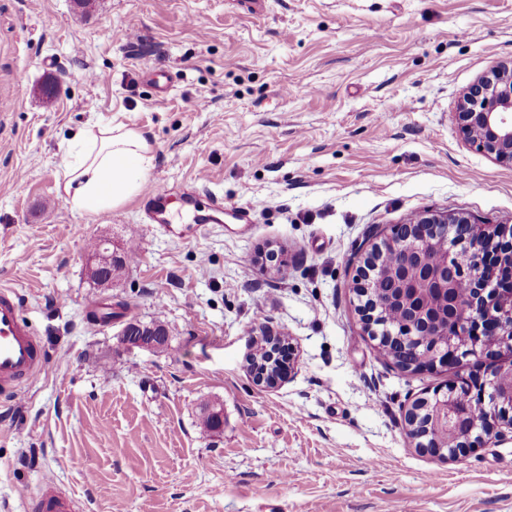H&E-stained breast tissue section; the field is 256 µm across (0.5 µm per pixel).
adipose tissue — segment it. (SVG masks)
<instances>
[{"label":"adipose tissue","instance_id":"obj_1","mask_svg":"<svg viewBox=\"0 0 512 512\" xmlns=\"http://www.w3.org/2000/svg\"><path fill=\"white\" fill-rule=\"evenodd\" d=\"M153 165L152 148L136 129L107 124L78 131L68 142L62 170L64 200L86 215L112 211L139 192Z\"/></svg>","mask_w":512,"mask_h":512}]
</instances>
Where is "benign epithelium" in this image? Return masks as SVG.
I'll return each instance as SVG.
<instances>
[{"instance_id":"1","label":"benign epithelium","mask_w":512,"mask_h":512,"mask_svg":"<svg viewBox=\"0 0 512 512\" xmlns=\"http://www.w3.org/2000/svg\"><path fill=\"white\" fill-rule=\"evenodd\" d=\"M456 120L464 139L497 164L512 169V57L498 60L467 87ZM371 245L356 278L359 310L377 349L394 344L401 355L414 353L422 364L390 357L403 372L448 367V351L482 367V389H469L483 409V426L464 427L469 407L441 389L407 409L404 434L411 444L442 459H455L484 438L512 431V290L496 287L484 274L483 249L493 246L512 258V225L477 224L463 213L424 211L394 227ZM123 259L119 248L100 246L88 258L97 285L112 287V267ZM460 283L473 294L461 301ZM167 332L150 324H128L122 342L156 351ZM264 367L250 363L253 380L274 387L286 375L290 359L285 338L264 336Z\"/></svg>"}]
</instances>
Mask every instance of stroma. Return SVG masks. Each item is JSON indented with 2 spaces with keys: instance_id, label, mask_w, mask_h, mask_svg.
<instances>
[{
  "instance_id": "obj_1",
  "label": "stroma",
  "mask_w": 512,
  "mask_h": 512,
  "mask_svg": "<svg viewBox=\"0 0 512 512\" xmlns=\"http://www.w3.org/2000/svg\"><path fill=\"white\" fill-rule=\"evenodd\" d=\"M510 55L512 0H0V286L47 354L0 397V512H33L20 492L45 482L85 512H512V436L441 461L403 434L476 365L401 372L353 290L373 230L426 210L512 225V169L456 122ZM108 122L154 166L83 215L58 176L72 135ZM160 183L169 234L145 216ZM100 239L138 248L109 288L88 277ZM133 320L162 322L167 350L122 344ZM270 330L296 362L265 388L248 358ZM212 402L224 426L204 435Z\"/></svg>"
}]
</instances>
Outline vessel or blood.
Here are the masks:
<instances>
[{
    "label": "vessel or blood",
    "instance_id": "obj_1",
    "mask_svg": "<svg viewBox=\"0 0 512 512\" xmlns=\"http://www.w3.org/2000/svg\"><path fill=\"white\" fill-rule=\"evenodd\" d=\"M171 191L156 186L147 205L152 223L167 224ZM45 350L34 330L22 315L17 292L0 287V393L16 394L22 385L32 382L44 367ZM34 497L38 512H82L79 499L45 483Z\"/></svg>",
    "mask_w": 512,
    "mask_h": 512
}]
</instances>
